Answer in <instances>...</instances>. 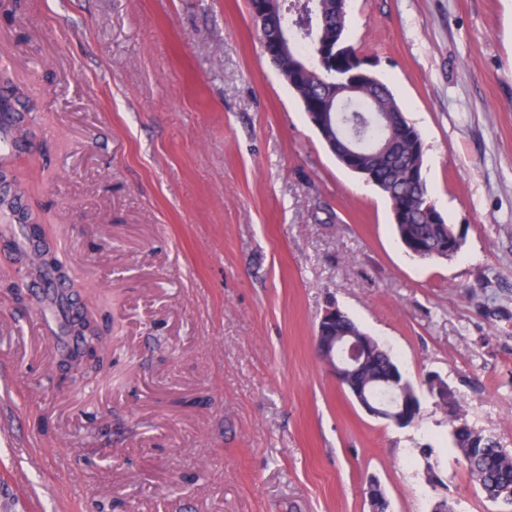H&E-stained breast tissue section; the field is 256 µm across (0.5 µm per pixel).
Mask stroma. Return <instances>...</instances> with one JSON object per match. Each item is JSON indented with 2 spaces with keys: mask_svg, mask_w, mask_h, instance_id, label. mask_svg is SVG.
Segmentation results:
<instances>
[{
  "mask_svg": "<svg viewBox=\"0 0 512 512\" xmlns=\"http://www.w3.org/2000/svg\"><path fill=\"white\" fill-rule=\"evenodd\" d=\"M346 40L424 139L463 237L424 263L264 55L247 0H0L29 111L8 162L112 367L58 384L0 243V512H499L444 413L367 415L319 359L336 303L512 452V0H348ZM438 483H429L427 468Z\"/></svg>",
  "mask_w": 512,
  "mask_h": 512,
  "instance_id": "35a3bbf8",
  "label": "stroma"
}]
</instances>
